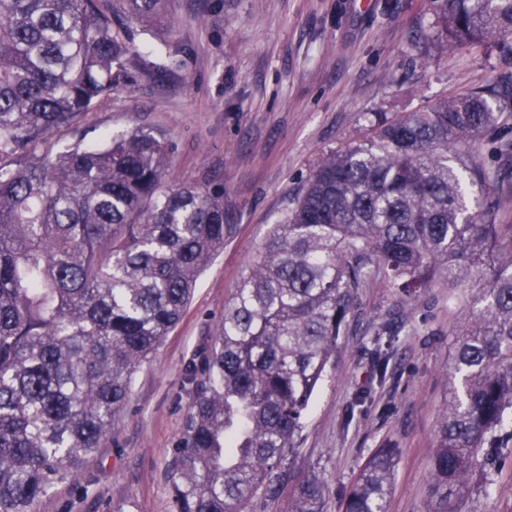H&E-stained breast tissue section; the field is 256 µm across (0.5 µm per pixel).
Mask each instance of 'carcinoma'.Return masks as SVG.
Here are the masks:
<instances>
[{
	"instance_id": "1",
	"label": "carcinoma",
	"mask_w": 512,
	"mask_h": 512,
	"mask_svg": "<svg viewBox=\"0 0 512 512\" xmlns=\"http://www.w3.org/2000/svg\"><path fill=\"white\" fill-rule=\"evenodd\" d=\"M165 0H0V512H32L100 447L137 368L181 319L235 225L224 193L167 181L168 145L143 131L103 147L40 143L127 84L134 19ZM454 42L512 34V0H440ZM326 153L272 225L224 309L170 463L174 512H326L312 473L291 470L360 288L414 299L478 285L454 345L435 437L429 512H458L476 462L512 422V70ZM491 146L485 162L462 150ZM397 335L380 323L371 372ZM398 449H376L343 512H386ZM291 483L288 502L279 487Z\"/></svg>"
}]
</instances>
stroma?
<instances>
[{
  "instance_id": "1",
  "label": "stroma",
  "mask_w": 512,
  "mask_h": 512,
  "mask_svg": "<svg viewBox=\"0 0 512 512\" xmlns=\"http://www.w3.org/2000/svg\"><path fill=\"white\" fill-rule=\"evenodd\" d=\"M440 0H167L156 19L129 27L138 53L131 83L77 130L49 135L41 153L75 139L104 146L140 130L171 148L169 179L220 189L236 230L200 274L178 325L135 372L124 407L76 479L55 483L33 512H172L169 465L201 363L251 258L292 208L322 154L366 129L365 115L399 116L512 69V35L486 45L439 38ZM475 287L436 283L412 304L380 284L360 289L328 376L301 433L295 470L323 482L341 512L361 467L382 443L399 450L387 512H425L435 435L448 405L449 366ZM405 322L384 379L369 371L373 332ZM370 396L360 407L357 390ZM488 491L460 512H512V434L490 449Z\"/></svg>"
}]
</instances>
